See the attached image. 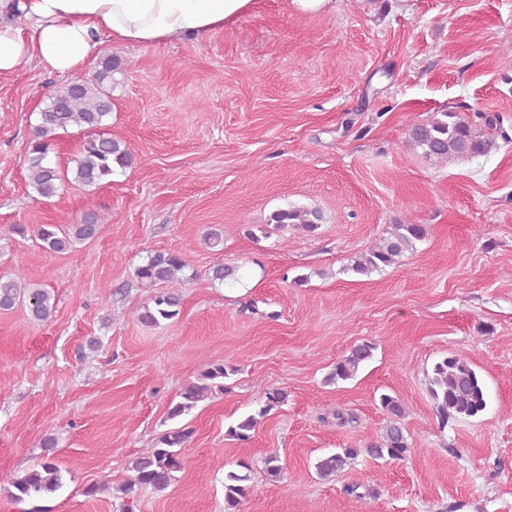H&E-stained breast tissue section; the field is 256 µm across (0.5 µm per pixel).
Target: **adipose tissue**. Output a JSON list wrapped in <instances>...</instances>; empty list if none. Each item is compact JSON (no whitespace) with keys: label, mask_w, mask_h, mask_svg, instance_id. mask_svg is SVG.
I'll list each match as a JSON object with an SVG mask.
<instances>
[{"label":"adipose tissue","mask_w":512,"mask_h":512,"mask_svg":"<svg viewBox=\"0 0 512 512\" xmlns=\"http://www.w3.org/2000/svg\"><path fill=\"white\" fill-rule=\"evenodd\" d=\"M254 0H0V76L26 61L74 73L101 37L150 46L234 23Z\"/></svg>","instance_id":"obj_1"}]
</instances>
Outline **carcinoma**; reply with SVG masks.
<instances>
[{"instance_id":"obj_1","label":"carcinoma","mask_w":512,"mask_h":512,"mask_svg":"<svg viewBox=\"0 0 512 512\" xmlns=\"http://www.w3.org/2000/svg\"><path fill=\"white\" fill-rule=\"evenodd\" d=\"M121 66L120 59L109 55L99 62L96 74L76 78L53 91L49 102L39 112L28 147L27 163L29 184L43 198H52L63 186L65 175L46 162L57 131L77 127L92 134L82 143L75 159L74 181L84 185H97L112 176L115 168H126L133 158L121 142L105 133H95L104 126L112 113L113 75ZM494 119L477 113L463 116L458 112H440L430 120L414 124L408 130V142L422 150L425 157L448 163L465 157L489 152L495 143L491 133ZM95 211L85 214L81 224L61 227L43 224L36 231L41 248L49 254H64L73 250L76 243L90 240L100 231ZM322 222L317 209L292 207L274 211L268 220L277 228L291 226L313 234ZM426 236L422 224H394L382 243L362 253L345 268L356 275L368 276L387 266L398 263L399 258L413 249L415 242ZM187 266L179 251L155 252L139 266L136 276L146 288H158L150 302L143 307L139 321L147 326H158L178 313L180 297L176 284ZM54 295L39 283H32L19 272L0 277V311H9L19 304H26L34 319L44 321L55 309ZM374 344L362 342L342 356L332 369L330 380L347 381L355 377L359 367L373 356ZM236 372V368L223 362L209 364L201 371L197 381L180 393V400L170 403L168 418L173 420L190 412L197 403L206 399L212 389L224 388L221 380ZM428 391L434 402L435 413L441 424L461 418L476 417L487 408V393L480 374L470 359L460 352H450L435 362L428 377ZM287 392L272 388L265 393L263 403L252 414L228 428V435L239 441L250 438L260 420L271 410L285 402ZM387 423L381 436L363 448L344 447L326 455L316 463L317 474L329 479L336 476L362 453L374 460H404L411 450L409 435L402 424L406 407L402 401L387 393L379 396ZM193 430L185 425L173 427L158 437L153 448L136 457L130 466L132 477L119 491L130 495L139 489L166 490L175 480V473L182 469L183 449L191 441ZM42 447L48 454L43 462L23 475L8 482L9 494L17 502L40 499L56 492L64 485L65 474L50 454L55 438L47 436ZM247 476L234 471L227 473L224 482V512H239L241 498L245 495L242 482Z\"/></svg>"}]
</instances>
